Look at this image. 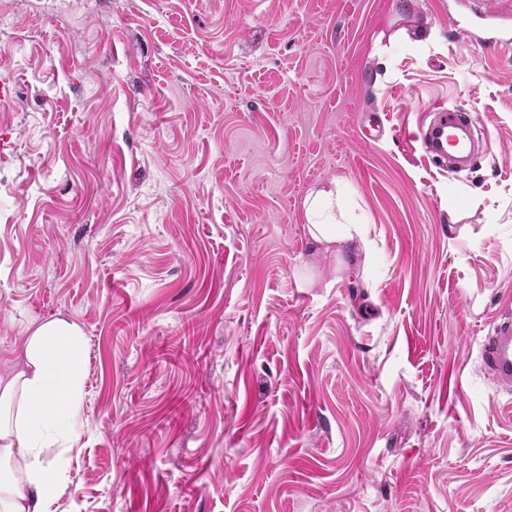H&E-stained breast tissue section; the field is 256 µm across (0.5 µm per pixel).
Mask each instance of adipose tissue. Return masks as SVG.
<instances>
[{
  "label": "adipose tissue",
  "mask_w": 512,
  "mask_h": 512,
  "mask_svg": "<svg viewBox=\"0 0 512 512\" xmlns=\"http://www.w3.org/2000/svg\"><path fill=\"white\" fill-rule=\"evenodd\" d=\"M348 188L321 189L305 201L311 239L337 249L364 238L350 217ZM85 337L63 318L31 326L19 370L0 376V512H48L62 473L53 449L73 440L86 421Z\"/></svg>",
  "instance_id": "1"
}]
</instances>
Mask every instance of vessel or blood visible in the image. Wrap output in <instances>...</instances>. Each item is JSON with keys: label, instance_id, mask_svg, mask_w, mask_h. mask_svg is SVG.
Returning a JSON list of instances; mask_svg holds the SVG:
<instances>
[{"label": "vessel or blood", "instance_id": "vessel-or-blood-1", "mask_svg": "<svg viewBox=\"0 0 512 512\" xmlns=\"http://www.w3.org/2000/svg\"><path fill=\"white\" fill-rule=\"evenodd\" d=\"M472 12L484 19L487 41L491 44L512 43V25L504 24L497 8L488 0H470ZM475 123L474 116L466 109L453 107L435 112L433 122L422 133L425 153L433 159L454 157L466 162L476 156L475 145L470 137ZM484 369L501 386L512 387V321L498 323L486 336L481 347Z\"/></svg>", "mask_w": 512, "mask_h": 512}]
</instances>
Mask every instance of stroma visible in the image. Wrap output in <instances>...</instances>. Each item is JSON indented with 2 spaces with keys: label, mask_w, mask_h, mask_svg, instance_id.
I'll use <instances>...</instances> for the list:
<instances>
[{
  "label": "stroma",
  "mask_w": 512,
  "mask_h": 512,
  "mask_svg": "<svg viewBox=\"0 0 512 512\" xmlns=\"http://www.w3.org/2000/svg\"><path fill=\"white\" fill-rule=\"evenodd\" d=\"M464 2L0 0V374L87 338L50 512H512V45ZM336 185L368 251L308 235ZM474 123V115L461 107L434 112L433 122L422 133L425 153L433 161L450 155L471 163L478 154L470 137ZM484 369L506 389L512 387V321L498 323L481 347Z\"/></svg>",
  "instance_id": "35a3bbf8"
}]
</instances>
